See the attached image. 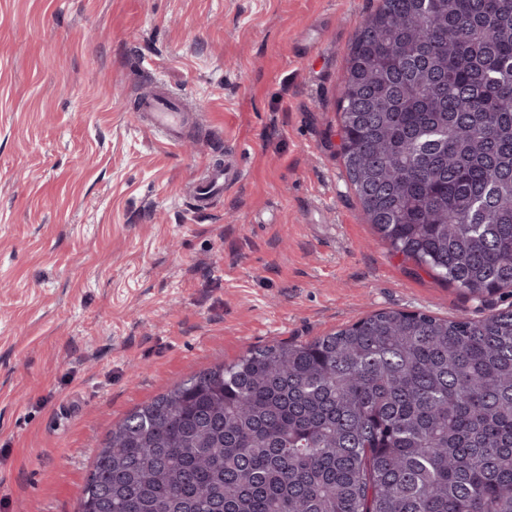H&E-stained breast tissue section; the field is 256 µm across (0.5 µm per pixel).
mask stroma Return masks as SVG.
I'll list each match as a JSON object with an SVG mask.
<instances>
[{"instance_id": "obj_1", "label": "stroma", "mask_w": 512, "mask_h": 512, "mask_svg": "<svg viewBox=\"0 0 512 512\" xmlns=\"http://www.w3.org/2000/svg\"><path fill=\"white\" fill-rule=\"evenodd\" d=\"M377 3L0 0V512H78L114 424L247 349L512 304L393 252L349 187L340 75ZM160 87L173 144L134 107ZM226 173L220 169H216L210 180L200 184L196 191V205L201 209H207L212 204L213 199L216 197L219 190L224 187Z\"/></svg>"}]
</instances>
